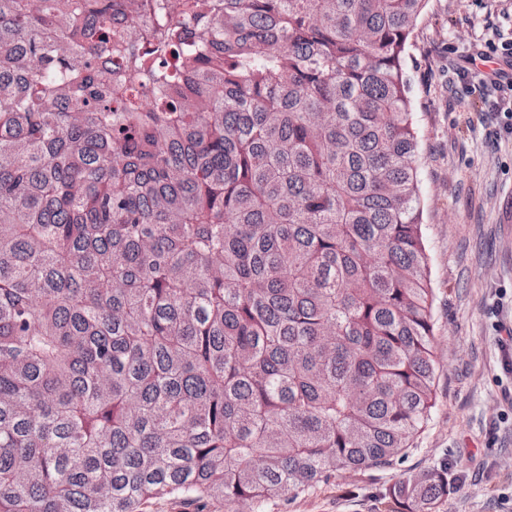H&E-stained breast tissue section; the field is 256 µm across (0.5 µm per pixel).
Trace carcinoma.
Instances as JSON below:
<instances>
[{
  "label": "carcinoma",
  "instance_id": "carcinoma-1",
  "mask_svg": "<svg viewBox=\"0 0 512 512\" xmlns=\"http://www.w3.org/2000/svg\"><path fill=\"white\" fill-rule=\"evenodd\" d=\"M425 2L0 0V512L287 499L414 445Z\"/></svg>",
  "mask_w": 512,
  "mask_h": 512
}]
</instances>
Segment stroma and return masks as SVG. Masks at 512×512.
Masks as SVG:
<instances>
[{"label": "stroma", "instance_id": "stroma-1", "mask_svg": "<svg viewBox=\"0 0 512 512\" xmlns=\"http://www.w3.org/2000/svg\"><path fill=\"white\" fill-rule=\"evenodd\" d=\"M512 43V0H428L406 58L419 129L418 171L434 289L437 406L393 465L345 474L247 512H388L412 473L447 468L439 512H512V120L460 77L464 56Z\"/></svg>", "mask_w": 512, "mask_h": 512}]
</instances>
